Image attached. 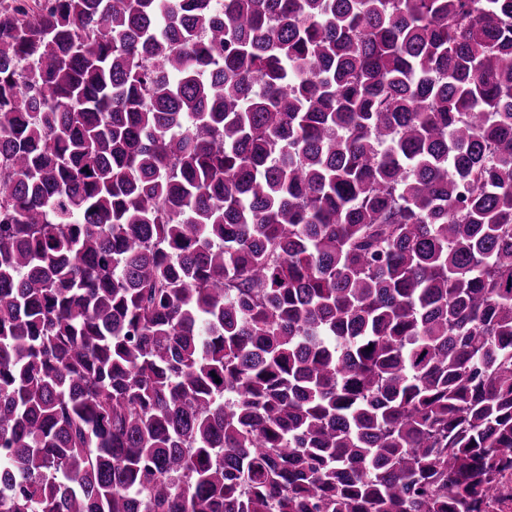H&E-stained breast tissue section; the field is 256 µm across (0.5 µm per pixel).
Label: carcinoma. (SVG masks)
<instances>
[{"mask_svg": "<svg viewBox=\"0 0 512 512\" xmlns=\"http://www.w3.org/2000/svg\"><path fill=\"white\" fill-rule=\"evenodd\" d=\"M510 19L0 0V512H505Z\"/></svg>", "mask_w": 512, "mask_h": 512, "instance_id": "carcinoma-1", "label": "carcinoma"}]
</instances>
